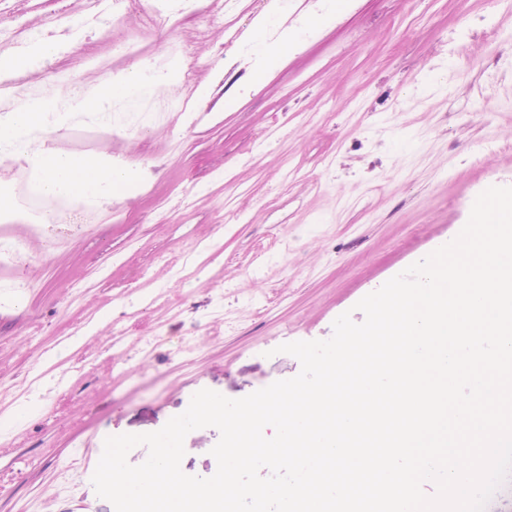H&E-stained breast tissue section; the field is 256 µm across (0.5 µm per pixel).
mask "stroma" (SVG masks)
<instances>
[{
	"label": "stroma",
	"mask_w": 512,
	"mask_h": 512,
	"mask_svg": "<svg viewBox=\"0 0 512 512\" xmlns=\"http://www.w3.org/2000/svg\"><path fill=\"white\" fill-rule=\"evenodd\" d=\"M173 9L174 28L133 13L102 30L97 0H0L34 29H72L0 115L126 73L113 43L130 33L165 71L208 27L192 49L212 62L101 142L139 169L136 190L78 224L62 200L54 227L0 222V240L27 246L0 266V383L7 403L37 396L0 443V512H114L91 482L107 437L158 431L203 389L238 399L295 377L279 345L329 339L347 311L363 321L360 299L452 241L484 190L512 186V0H292L262 68L208 0ZM175 98L188 109L160 110ZM241 192L244 222L225 223ZM60 370L71 381L51 386ZM219 439L188 433L182 471L212 476ZM59 455L79 472L64 491Z\"/></svg>",
	"instance_id": "35a3bbf8"
}]
</instances>
